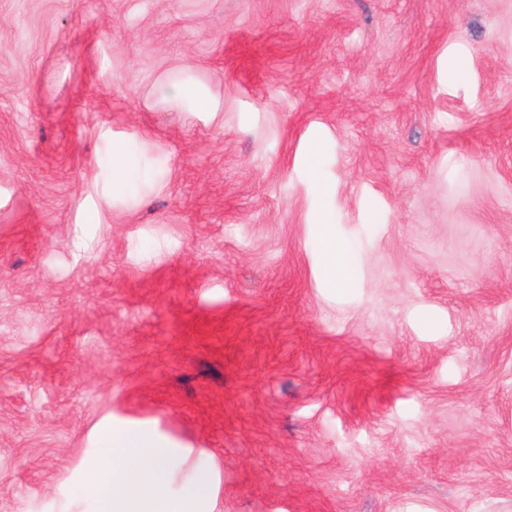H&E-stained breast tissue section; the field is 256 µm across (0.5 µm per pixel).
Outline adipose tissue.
Wrapping results in <instances>:
<instances>
[{"label": "adipose tissue", "mask_w": 512, "mask_h": 512, "mask_svg": "<svg viewBox=\"0 0 512 512\" xmlns=\"http://www.w3.org/2000/svg\"><path fill=\"white\" fill-rule=\"evenodd\" d=\"M155 94L168 104L189 103L195 112L219 109L206 88L188 79L160 81ZM94 446L80 472L82 512H212L210 465L156 429L104 419Z\"/></svg>", "instance_id": "adipose-tissue-1"}]
</instances>
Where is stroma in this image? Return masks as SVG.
Instances as JSON below:
<instances>
[{
  "label": "stroma",
  "mask_w": 512,
  "mask_h": 512,
  "mask_svg": "<svg viewBox=\"0 0 512 512\" xmlns=\"http://www.w3.org/2000/svg\"><path fill=\"white\" fill-rule=\"evenodd\" d=\"M105 417L214 512H512V0H0V512ZM155 94L160 101L168 104L188 102L193 112L219 111V105L209 91L190 79L160 81L155 86ZM134 158L119 146L112 149L113 185L117 190L124 189L134 167ZM318 226L324 275L333 288H336V282L340 287L345 288L349 282V273L343 263L342 248L336 246V239L331 234L330 224L321 223Z\"/></svg>",
  "instance_id": "obj_1"
}]
</instances>
